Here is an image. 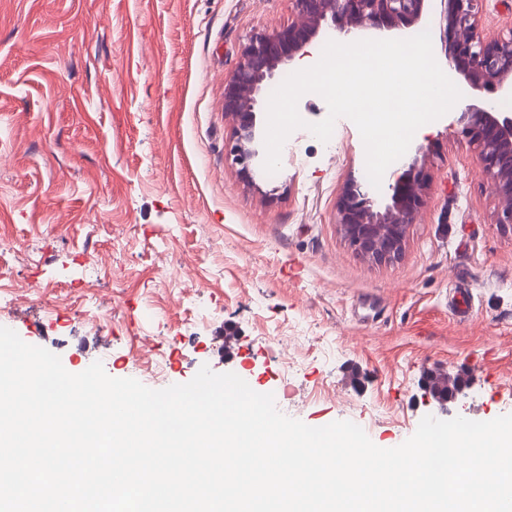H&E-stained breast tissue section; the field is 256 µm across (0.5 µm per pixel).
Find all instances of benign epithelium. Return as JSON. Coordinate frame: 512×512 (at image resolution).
Instances as JSON below:
<instances>
[{"label": "benign epithelium", "mask_w": 512, "mask_h": 512, "mask_svg": "<svg viewBox=\"0 0 512 512\" xmlns=\"http://www.w3.org/2000/svg\"><path fill=\"white\" fill-rule=\"evenodd\" d=\"M433 0H291L299 22L272 33L246 37L231 74L224 79V112L234 121L225 155L253 181L266 86L280 70L307 54V46L327 27L340 34L396 39L420 26L440 31L452 78L464 91L456 134L472 148L497 200L495 223L512 231V113L492 106L483 93L512 98V31L487 38L481 27L483 0H440L439 24L431 18ZM430 146L419 144L392 171L391 194L377 201L349 183L336 210V224L364 259L393 262L404 253L407 232L429 190L424 166Z\"/></svg>", "instance_id": "1"}]
</instances>
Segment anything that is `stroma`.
<instances>
[{"label":"stroma","mask_w":512,"mask_h":512,"mask_svg":"<svg viewBox=\"0 0 512 512\" xmlns=\"http://www.w3.org/2000/svg\"><path fill=\"white\" fill-rule=\"evenodd\" d=\"M295 20L289 0H0V326L69 372L98 361L152 389L232 372L381 448L427 415L512 414V232L455 113L432 123L394 262L336 224L344 187L369 183L351 120L329 143L294 131L249 183L226 160L238 48ZM431 371L468 385L439 407Z\"/></svg>","instance_id":"stroma-1"}]
</instances>
